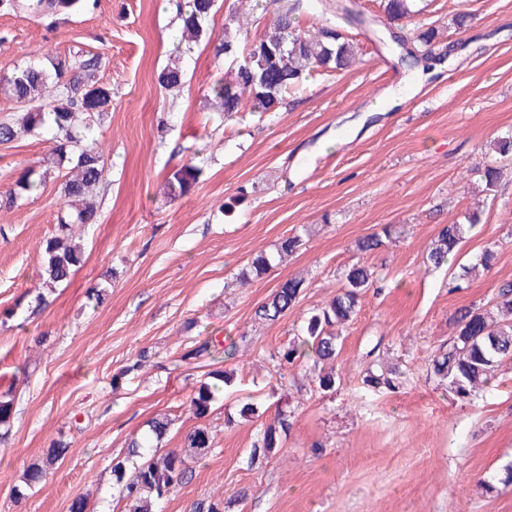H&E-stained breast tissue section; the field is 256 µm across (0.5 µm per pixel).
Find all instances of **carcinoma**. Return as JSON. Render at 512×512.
<instances>
[{
    "instance_id": "cac0c4a2",
    "label": "carcinoma",
    "mask_w": 512,
    "mask_h": 512,
    "mask_svg": "<svg viewBox=\"0 0 512 512\" xmlns=\"http://www.w3.org/2000/svg\"><path fill=\"white\" fill-rule=\"evenodd\" d=\"M276 18L253 38L238 40L237 34L224 27V43L219 50L231 49L233 57L242 56V62L228 70L224 81L211 87L219 111L230 116L246 112L257 121L279 111L286 96L299 88L306 76L317 72L328 74L346 68L355 57V44L350 31L363 29L368 19L355 0H271ZM34 13L71 11L81 6V0H24L14 5ZM215 9L214 0H183L179 8L183 40L192 42L203 32V25ZM382 9L387 19L395 22L413 21L420 13L412 0H383ZM320 13L329 17L330 23L320 27H306L302 17ZM396 40L379 38L384 46L399 49L397 61L410 68L430 58L435 30L426 28H399ZM95 55L58 58L52 63L53 71L39 65H29L8 78L12 96L19 102L35 104L20 124L0 123V143L7 144L21 133H31L44 126L53 131L52 158L57 167L75 163L76 174L64 184L67 202L81 201L99 182L102 172L101 156L85 144L92 136L97 121L112 105V89L100 84L95 74L100 67ZM183 70L177 64L166 66L160 73V83L175 87L182 83ZM58 91V104L44 112L41 101L49 87ZM495 158L477 169L485 189L494 190L500 179L502 163L512 160V133L493 141ZM203 170L189 159L165 176L169 195L180 197L189 194L199 184ZM42 179L32 169H25L15 180L18 194H30L41 187ZM97 212L91 206L78 207L68 212L58 224L63 232L71 224H94ZM476 219L467 216L465 224L442 226L431 243L427 260L440 267L455 260L466 234L475 226ZM393 226L385 225L381 231L363 238L358 249L370 253L379 249L391 237ZM45 264L42 278L53 287L70 280L81 266L82 252L66 245L59 235L46 240ZM496 259L493 248H485L471 266H459L453 280H466L470 273L481 267L488 270ZM375 281L374 271L358 261L345 271L339 293L325 306L313 311L293 340L275 354V361L282 368L309 363L313 369L312 382L321 392L336 390L334 362L337 355L340 327L349 324L357 314L361 297ZM305 289L301 278H290L281 284L255 311L259 322L275 321L293 308ZM503 317L494 319L479 308L460 311L455 320L456 330L448 344L439 348L431 360L430 371L460 399L469 401L476 397V389L491 383L499 367L512 362V284L505 283L495 295ZM216 347V340L207 337L192 342L180 356L187 364L209 357ZM211 381L199 385L189 400L194 415L205 418L211 411L219 387L228 382L222 370L209 372ZM399 377L386 372L367 373L364 384L373 388L394 389ZM14 418L13 399L0 397V430L9 432ZM170 425L167 419H153L150 433L129 440L124 454L112 458V476L125 503V512H161V504L168 498L175 485L191 478L187 460L200 461L214 448V436L205 428H197L184 438L182 448L162 453L152 444L161 439ZM290 422L287 412L281 410L272 422L263 426L254 447L266 453L279 447L282 436L288 433ZM68 451L59 443L48 450L46 458L25 469L24 484L31 488L44 482L53 466Z\"/></svg>"
}]
</instances>
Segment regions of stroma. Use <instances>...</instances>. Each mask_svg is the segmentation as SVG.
<instances>
[{
	"label": "stroma",
	"instance_id": "stroma-1",
	"mask_svg": "<svg viewBox=\"0 0 512 512\" xmlns=\"http://www.w3.org/2000/svg\"><path fill=\"white\" fill-rule=\"evenodd\" d=\"M177 2L82 0L77 12L40 15L0 6V122L22 113L6 80L30 64L96 55L97 79L112 89L93 135L104 160L98 221L72 225L83 263L44 306L43 248L67 211L63 178L46 164L54 142L44 130L0 144V395L15 407L0 438V512H68L77 497L91 512H123L112 459L163 416L172 425L162 450L199 427L216 441L163 512L210 499L224 512H512V363L470 403L429 370L458 310L489 307L512 281V162L492 193L475 173L493 139L512 131V0H422L415 23L435 27L441 65L405 70L364 39L352 67L306 78L261 122L224 117L208 89L229 67L217 51L229 18L253 35L274 9L219 0L181 54ZM174 61L183 85L168 90L158 76ZM189 160L203 168L199 185L168 195L165 174ZM29 166L44 174L43 188L13 196ZM473 211L479 222L460 263L491 245L498 256L456 290L447 268L425 256L440 225ZM387 224L396 235L360 255L358 241ZM292 235L303 240L295 254L241 279ZM360 260L377 286L343 330L340 385L324 395L308 367L280 370L272 354ZM295 276L306 281L299 303L258 323L256 308ZM94 287L102 303L89 300ZM206 336L235 355L180 362ZM393 367L396 391L364 384L367 370ZM219 368L232 382L196 417L188 401ZM280 408L291 413L287 436L273 453L255 451ZM60 441L68 454L27 489L25 468Z\"/></svg>",
	"mask_w": 512,
	"mask_h": 512
}]
</instances>
